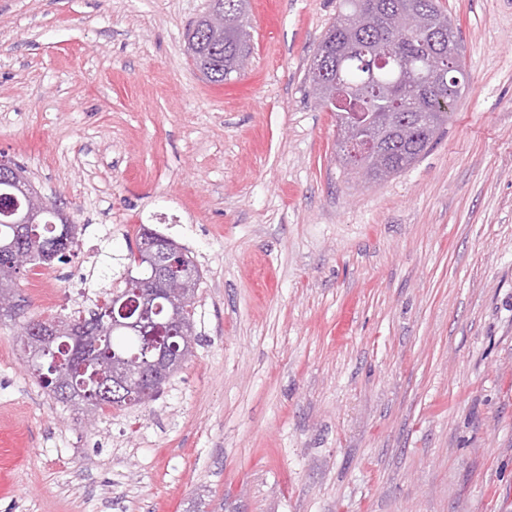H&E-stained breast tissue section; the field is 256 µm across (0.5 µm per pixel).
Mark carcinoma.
<instances>
[{
    "instance_id": "1",
    "label": "carcinoma",
    "mask_w": 512,
    "mask_h": 512,
    "mask_svg": "<svg viewBox=\"0 0 512 512\" xmlns=\"http://www.w3.org/2000/svg\"><path fill=\"white\" fill-rule=\"evenodd\" d=\"M224 31L216 35L200 16L188 29L187 40L197 46V60L207 70L206 79L222 84L240 73L252 53L249 23V0H222ZM459 46L448 11L439 0H339L336 17L323 35L309 66L313 82L325 86V99L340 95L346 99L343 112H403L416 124V134L405 137L394 130L383 132L384 143L393 162L386 177L399 174L426 154L444 134L448 125V109L461 97L469 78L460 57L451 56L448 46ZM17 180L0 181V202L14 198L25 202L26 175L18 168ZM56 202H49L30 227L25 250L30 254L29 266L39 264L38 253L52 243L58 233ZM201 277H196L189 293L173 301L161 298V309L155 321H173L182 327H195L196 298ZM128 288L125 277L106 299L73 314L30 318L20 324L17 342L26 351L32 323L58 322L84 330V344L96 352L94 363L79 371L69 359V352L54 347L43 371L36 374L49 397L74 411L96 415L106 409L122 410L155 400L160 392L146 395L141 401L114 403L102 397L98 389L109 380L111 351L128 355L140 354L147 346L163 342L176 347L177 358L172 373L182 367L193 354L176 334H154L148 329L114 331L112 298ZM18 301L14 308L0 307V321H15L24 316L27 298L13 292Z\"/></svg>"
}]
</instances>
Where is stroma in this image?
Wrapping results in <instances>:
<instances>
[{"instance_id": "35a3bbf8", "label": "stroma", "mask_w": 512, "mask_h": 512, "mask_svg": "<svg viewBox=\"0 0 512 512\" xmlns=\"http://www.w3.org/2000/svg\"><path fill=\"white\" fill-rule=\"evenodd\" d=\"M337 3L250 0L212 84L209 0H0V155L78 226L28 316L101 298L143 224L202 272L193 356L90 419L0 322V512H512V0H442L469 86L378 183L311 92ZM224 7V31L215 35L206 27L205 15L189 28L187 42H195L197 60L207 70L210 83L221 84L240 74L252 53L248 0H218Z\"/></svg>"}]
</instances>
